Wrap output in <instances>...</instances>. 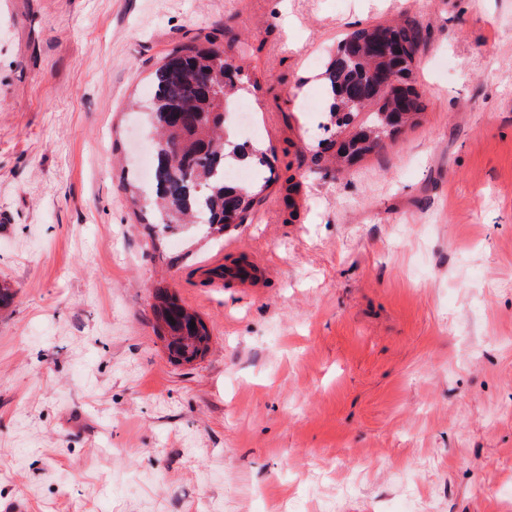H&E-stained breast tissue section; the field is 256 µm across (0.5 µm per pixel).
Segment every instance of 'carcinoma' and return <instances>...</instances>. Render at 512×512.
Returning <instances> with one entry per match:
<instances>
[{
  "label": "carcinoma",
  "instance_id": "cac0c4a2",
  "mask_svg": "<svg viewBox=\"0 0 512 512\" xmlns=\"http://www.w3.org/2000/svg\"><path fill=\"white\" fill-rule=\"evenodd\" d=\"M421 28L410 20L372 25L347 34L324 72L329 99L324 135L314 162L330 154L346 172L373 153L384 138L419 123L425 105L414 76ZM257 86L243 65L212 42L190 41L171 49L153 73L144 126L154 138L151 184L127 182L139 223L164 232L190 217L205 234L247 221L273 172L267 150L243 140L228 122L227 104ZM245 164L256 170L245 184H230L224 171ZM155 331L170 359L192 361L210 332L195 311L175 294L154 295ZM195 327H190V323Z\"/></svg>",
  "mask_w": 512,
  "mask_h": 512
}]
</instances>
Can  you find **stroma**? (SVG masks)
I'll list each match as a JSON object with an SVG mask.
<instances>
[{
  "label": "stroma",
  "instance_id": "obj_1",
  "mask_svg": "<svg viewBox=\"0 0 512 512\" xmlns=\"http://www.w3.org/2000/svg\"><path fill=\"white\" fill-rule=\"evenodd\" d=\"M423 28L426 110L314 166L342 36ZM210 39L275 180L223 243L138 224L121 159ZM242 259L251 285H205ZM0 512H502L512 491V0H0ZM164 286L210 347L170 360Z\"/></svg>",
  "mask_w": 512,
  "mask_h": 512
}]
</instances>
